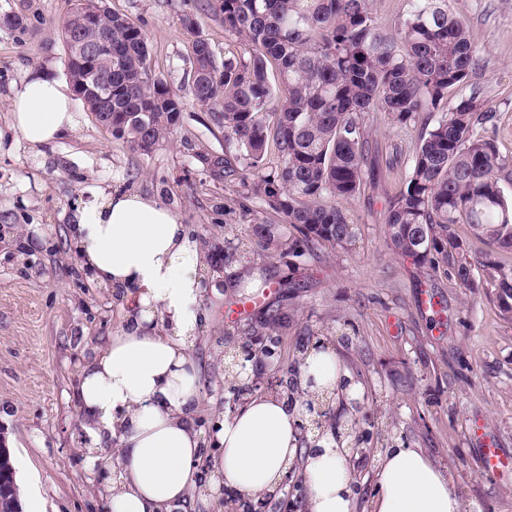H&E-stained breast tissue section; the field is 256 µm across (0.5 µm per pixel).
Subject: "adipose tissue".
<instances>
[{
	"instance_id": "obj_1",
	"label": "adipose tissue",
	"mask_w": 512,
	"mask_h": 512,
	"mask_svg": "<svg viewBox=\"0 0 512 512\" xmlns=\"http://www.w3.org/2000/svg\"><path fill=\"white\" fill-rule=\"evenodd\" d=\"M12 125L33 150L51 145L76 124L70 85L29 71L11 96ZM68 241L96 285L119 292L123 325L80 374L75 397L85 446L114 444L109 512H189L200 450L221 449L215 483L239 499L277 493L292 466L308 487L306 512H355L347 437L323 430L302 447L300 406L273 395L252 398L205 437L195 414L198 369L189 355L203 323L206 296L224 281L188 225L155 198L90 189L75 205ZM331 351H308L302 367L310 393L352 397L355 384ZM369 512H461L449 479L418 448L386 449L376 467Z\"/></svg>"
}]
</instances>
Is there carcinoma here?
<instances>
[{
    "label": "carcinoma",
    "instance_id": "1",
    "mask_svg": "<svg viewBox=\"0 0 512 512\" xmlns=\"http://www.w3.org/2000/svg\"><path fill=\"white\" fill-rule=\"evenodd\" d=\"M394 27H382L375 0H216L224 32L247 46L248 57L217 66L204 39L193 44L190 94L224 130L247 174L241 185L296 232L288 252L320 256L356 238L346 204L361 194L373 172L366 119L379 112L396 127H420L418 146L403 189L388 200L383 224L395 253L415 265H449L472 288L476 267L489 271L500 313L512 320V264L496 261L512 251V200L500 184L507 166L496 147L495 108L476 86L465 88L482 66L481 50L451 0H408ZM74 0L62 26L64 44L75 38L112 41V135L147 154L178 128L184 97L150 73V51L141 29L117 13L95 30L80 24ZM288 90L283 108L271 111L277 90ZM276 163L268 167L269 148ZM223 177L232 163L204 158ZM467 224L490 247L471 260L455 225ZM266 248L278 244L272 225L253 226ZM278 322L271 310L252 319L249 332ZM299 401L339 428L327 398L306 397L296 379L285 385Z\"/></svg>",
    "mask_w": 512,
    "mask_h": 512
}]
</instances>
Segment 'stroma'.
<instances>
[{"mask_svg":"<svg viewBox=\"0 0 512 512\" xmlns=\"http://www.w3.org/2000/svg\"><path fill=\"white\" fill-rule=\"evenodd\" d=\"M145 34L153 76L188 94L192 43L206 39L216 61L245 57L244 45L224 33L206 0H108ZM481 49L475 77L496 108L495 140L508 162L501 176L512 197V0H452ZM71 0H0V16L21 17L0 27V428L12 441L15 471L36 488L44 512H102L112 473V447L89 452L74 399L81 367L94 359L123 311L111 289L96 287L72 253L67 226L87 187L145 193L171 208L209 251L214 270L231 286L204 302L206 319L190 356L201 372L196 418L212 430L235 408L233 380L223 340L245 335L249 315H233L249 296L235 287L242 272L258 271L273 285L263 304L284 322L262 336L270 352L258 373L257 394L268 381L296 368L299 344L322 339L360 384L364 414L352 431V484L359 512L374 492V469L385 448L422 449L448 475L462 512H512V472L485 470L480 440L512 454V321L495 302L485 271L465 288L440 269H420L391 248L382 222L387 201L404 185L418 132L370 116L376 156L373 174L349 205L358 228L347 248L317 259L267 252L251 238L252 224L275 234L289 229L247 196L232 177L206 170L202 155L228 156L224 132L203 109L188 103L179 127L149 154L96 123L77 104L75 129L34 153L11 126V90L26 72L42 69L66 77L58 30ZM192 20L186 31L184 20ZM306 281L294 293L288 280Z\"/></svg>","mask_w":512,"mask_h":512,"instance_id":"obj_1","label":"stroma"}]
</instances>
